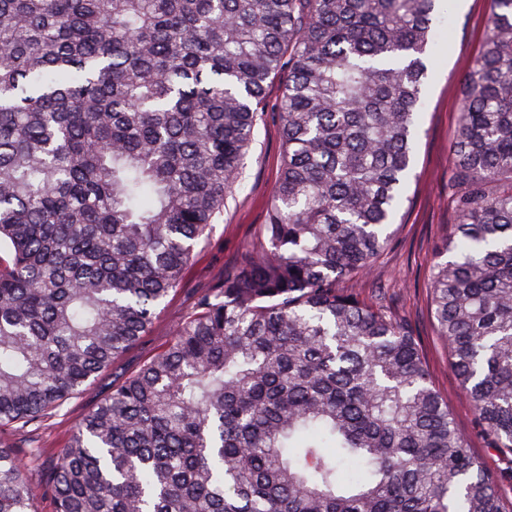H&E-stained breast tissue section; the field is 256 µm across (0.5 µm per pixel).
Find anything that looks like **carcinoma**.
<instances>
[{
    "label": "carcinoma",
    "instance_id": "cac0c4a2",
    "mask_svg": "<svg viewBox=\"0 0 512 512\" xmlns=\"http://www.w3.org/2000/svg\"><path fill=\"white\" fill-rule=\"evenodd\" d=\"M440 0H0V426L28 435L146 335L240 183L265 223L0 512H503L384 299L340 287L408 201ZM282 92L269 104V84ZM427 270L475 420L512 453V0H490Z\"/></svg>",
    "mask_w": 512,
    "mask_h": 512
}]
</instances>
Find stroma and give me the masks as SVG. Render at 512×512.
Listing matches in <instances>:
<instances>
[{"label": "stroma", "mask_w": 512, "mask_h": 512, "mask_svg": "<svg viewBox=\"0 0 512 512\" xmlns=\"http://www.w3.org/2000/svg\"><path fill=\"white\" fill-rule=\"evenodd\" d=\"M489 11L490 0H467L465 6L451 7L431 48L409 200L393 226L390 247L376 260L371 273L346 279L344 285L367 301L378 288H385L389 306L413 330L433 386L447 403L455 426L467 438L474 455L495 476L505 512H512V454H500L477 426L446 347L436 334L425 280L428 264L455 222L449 147L458 124L461 79L482 49ZM282 154L278 122L270 119L258 125L235 198L228 201L223 215L195 246L180 285L166 299L148 335L94 377L89 389L69 399L33 437L4 427L0 429L1 443L13 446L23 458L35 446L44 448L46 456L56 455L113 385L169 342L174 325L188 313L198 292L223 279L225 268L264 223Z\"/></svg>", "instance_id": "35a3bbf8"}]
</instances>
